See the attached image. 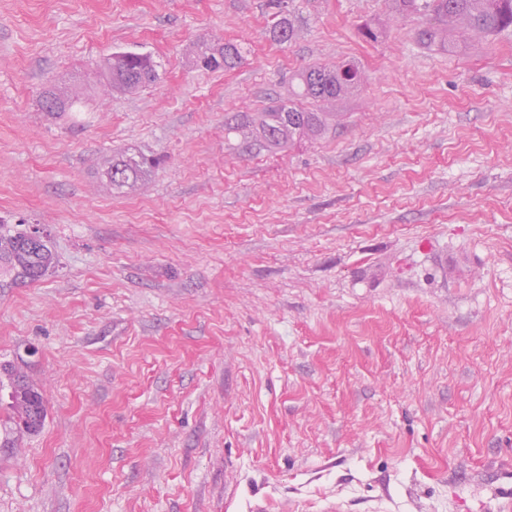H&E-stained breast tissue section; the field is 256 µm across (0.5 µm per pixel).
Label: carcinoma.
I'll use <instances>...</instances> for the list:
<instances>
[{
  "label": "carcinoma",
  "mask_w": 512,
  "mask_h": 512,
  "mask_svg": "<svg viewBox=\"0 0 512 512\" xmlns=\"http://www.w3.org/2000/svg\"><path fill=\"white\" fill-rule=\"evenodd\" d=\"M393 14L426 19L416 30L419 43L444 48L450 39L466 43L470 40L498 35L512 27V0H388ZM270 34L279 43L289 42L295 32V18L285 10L282 0ZM248 53L246 43L227 42L217 48L201 46L199 59L205 68L232 70ZM158 65L149 54L129 51L112 57V89L133 92L157 81ZM364 81L358 63L344 59L332 66L309 65L291 80L288 100L273 102L262 113L257 137L269 147L283 148L298 140L320 137L331 120H339V112L309 109L312 102L326 107L353 93ZM46 112H75L78 100L51 87L42 97ZM155 166L146 158L117 156L112 158L105 174L116 188L134 185ZM55 264V254L48 235L34 236L33 228L13 230L0 221V269L14 272L20 278L37 281ZM9 376L11 391L3 425L8 435L33 434L44 425L47 408L42 394L24 376L13 374L11 366H0Z\"/></svg>",
  "instance_id": "1"
}]
</instances>
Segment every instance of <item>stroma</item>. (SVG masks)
<instances>
[{
    "instance_id": "stroma-1",
    "label": "stroma",
    "mask_w": 512,
    "mask_h": 512,
    "mask_svg": "<svg viewBox=\"0 0 512 512\" xmlns=\"http://www.w3.org/2000/svg\"><path fill=\"white\" fill-rule=\"evenodd\" d=\"M289 7L281 45L271 0H0V217L57 255L0 274V364L47 407L0 447V512H505L512 34L435 50L383 0ZM227 41L238 68L195 66ZM116 50L158 80L112 91ZM345 58L340 126L244 142ZM117 155L159 165L115 190ZM278 11L276 13V21L273 23L270 34L273 37V39L279 43H287L289 42L295 32V18L288 13V10H284L283 8H287L286 1H276ZM286 3V5H284ZM46 96L42 95V109L46 112H75L78 100L62 93L57 87L46 90Z\"/></svg>"
}]
</instances>
